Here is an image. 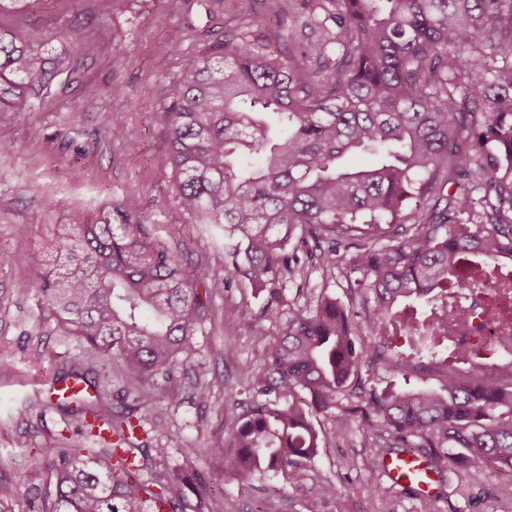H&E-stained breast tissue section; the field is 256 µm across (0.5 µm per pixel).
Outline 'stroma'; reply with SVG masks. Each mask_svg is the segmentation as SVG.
Instances as JSON below:
<instances>
[{
    "instance_id": "35a3bbf8",
    "label": "stroma",
    "mask_w": 512,
    "mask_h": 512,
    "mask_svg": "<svg viewBox=\"0 0 512 512\" xmlns=\"http://www.w3.org/2000/svg\"><path fill=\"white\" fill-rule=\"evenodd\" d=\"M0 28L31 41L62 34L70 58L68 71L35 96L32 111L0 112V141L11 146L0 152V482L24 490L1 502L0 512H29L27 490L45 484L30 458L48 455L79 427L77 417L43 406L58 372L74 366L89 370L108 399L139 405L146 429L168 450L169 471L223 488L214 512H512L511 475L452 465L432 499L392 486L374 494L387 449L372 447L357 424L334 438L322 417L315 425L327 446L304 466L297 487L270 471L238 478L227 461L207 455L228 438L225 415L242 409L243 367L271 340L269 322L253 316L261 302L248 283L213 292L189 352L178 358L175 403L161 375L144 394L131 393L122 360H92L40 311L38 284L53 267L58 227L75 209L99 218L136 198L153 216L154 238L179 247L186 268L215 259L211 235L179 223L162 202L166 86L185 58L228 34L278 38L295 53L308 49L320 32L303 26L297 0H28L24 9L0 13ZM87 43L94 54H85ZM116 120L124 128L119 139L110 132ZM35 252L45 258L42 268L28 263ZM231 307L252 314L225 321ZM188 448L197 456L185 457ZM323 482L335 483L339 495L319 496Z\"/></svg>"
}]
</instances>
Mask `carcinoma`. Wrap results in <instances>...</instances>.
I'll return each mask as SVG.
<instances>
[{"instance_id": "cac0c4a2", "label": "carcinoma", "mask_w": 512, "mask_h": 512, "mask_svg": "<svg viewBox=\"0 0 512 512\" xmlns=\"http://www.w3.org/2000/svg\"><path fill=\"white\" fill-rule=\"evenodd\" d=\"M323 31L311 52L283 59L246 34L185 60L167 84L165 197L183 224L222 245L217 265L186 269L152 234L136 200L94 223L77 211L59 225V270L38 284L42 314L89 355L126 364L130 389L163 374L188 349L210 286L246 281L275 338L243 368L245 410L224 420L229 444L187 448L228 459L248 479L266 468L296 485L300 462L360 424L371 444L414 449L434 469L456 460L474 473L512 471V379L458 372L448 356L439 389L367 386L409 364L382 340L407 333L412 350L439 337L413 302L448 292V274L486 283L512 255V0H303ZM0 29V112H28L67 67ZM480 257L483 264L474 266ZM351 273L369 295L364 320L322 287L288 303V280ZM80 418L35 469L49 476L45 512H181L184 492L148 447L137 407L105 397L56 404ZM153 470L140 480L139 461ZM198 509L216 490L190 485Z\"/></svg>"}]
</instances>
